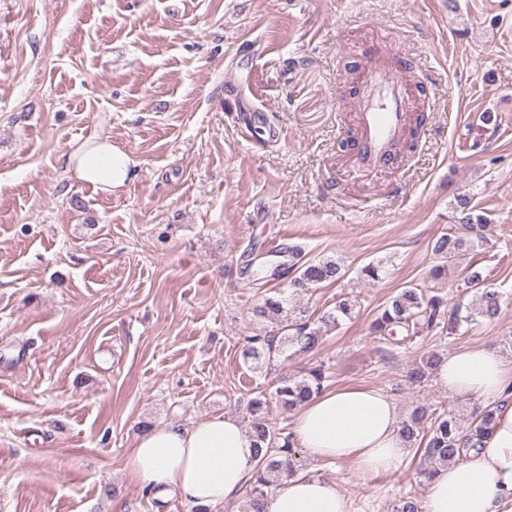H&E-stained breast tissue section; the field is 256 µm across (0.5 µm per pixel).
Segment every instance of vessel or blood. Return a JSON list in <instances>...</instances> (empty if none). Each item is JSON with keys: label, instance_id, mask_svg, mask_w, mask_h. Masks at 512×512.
Instances as JSON below:
<instances>
[{"label": "vessel or blood", "instance_id": "obj_1", "mask_svg": "<svg viewBox=\"0 0 512 512\" xmlns=\"http://www.w3.org/2000/svg\"><path fill=\"white\" fill-rule=\"evenodd\" d=\"M354 105L359 120L355 164L370 170L392 166L389 147L404 135L412 107L407 78L387 61H376L366 71Z\"/></svg>", "mask_w": 512, "mask_h": 512}]
</instances>
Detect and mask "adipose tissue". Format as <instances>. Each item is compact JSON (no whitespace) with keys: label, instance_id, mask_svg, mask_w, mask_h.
Masks as SVG:
<instances>
[{"label":"adipose tissue","instance_id":"ef3b65f1","mask_svg":"<svg viewBox=\"0 0 512 512\" xmlns=\"http://www.w3.org/2000/svg\"><path fill=\"white\" fill-rule=\"evenodd\" d=\"M69 169L95 190L112 193L134 176L135 161L110 137L77 144ZM436 384L455 395L497 403L495 424L472 458L437 470L423 512H494L512 498V363L492 348L457 352L439 366ZM295 441L314 458L350 462L363 476L395 469L407 448L393 399L376 388L327 390L296 415ZM255 440L231 415L190 426L166 425L142 433L124 468L143 489L176 492L206 512L238 496L255 466ZM263 512H349L335 480L300 473L279 481Z\"/></svg>","mask_w":512,"mask_h":512}]
</instances>
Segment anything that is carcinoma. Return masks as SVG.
Masks as SVG:
<instances>
[{
    "label": "carcinoma",
    "mask_w": 512,
    "mask_h": 512,
    "mask_svg": "<svg viewBox=\"0 0 512 512\" xmlns=\"http://www.w3.org/2000/svg\"><path fill=\"white\" fill-rule=\"evenodd\" d=\"M471 198L457 197L452 222L448 232L440 235L432 246V252L443 264L432 270V277H442L445 264L455 265L466 259L485 241L486 218L470 207ZM295 273L288 288L277 289L262 299L255 312L262 318L275 321L277 332L272 335L249 336L242 350L244 363L255 371L279 358L307 355L318 350L323 342L321 327L311 321L309 307L301 303L298 295L318 288L324 283L333 284L342 280L349 268L340 259H304L297 246L288 248V266L277 271L276 276ZM465 288L472 291L467 303H457L448 308L442 287L434 285L428 296L418 288H405L381 309L372 321L369 333L376 338H394L401 334L411 339L423 333L455 331L463 325L477 324L482 319L496 318L501 309V294L486 284V277L477 263L471 262L462 270ZM358 301L340 294L336 296L333 310L320 317L326 326L336 327L353 317ZM444 356L432 352L421 358L408 371L412 383L421 384L435 373ZM330 378L325 366L311 367L299 376H283L272 392V398L285 411L300 409L313 397L326 389ZM269 401L260 392L250 398L246 405L251 435L255 438L258 457L253 478L249 480L250 495L248 512H262V501L269 489L285 474H295L290 463L294 455L293 434L277 431L268 423L266 414ZM496 406H487L466 419L446 409L418 406L402 422L404 439L416 446L421 458V472L430 479L437 468L460 462L469 452L483 447L495 422Z\"/></svg>",
    "instance_id": "1"
}]
</instances>
